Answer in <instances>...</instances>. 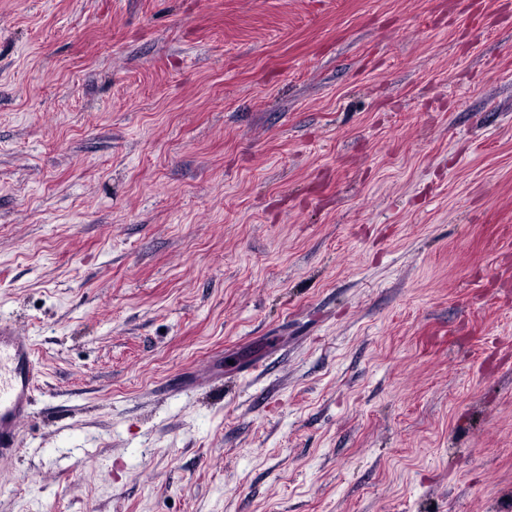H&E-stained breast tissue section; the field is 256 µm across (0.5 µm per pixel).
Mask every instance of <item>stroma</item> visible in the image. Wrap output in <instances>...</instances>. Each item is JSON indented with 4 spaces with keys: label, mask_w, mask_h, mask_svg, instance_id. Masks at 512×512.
<instances>
[{
    "label": "stroma",
    "mask_w": 512,
    "mask_h": 512,
    "mask_svg": "<svg viewBox=\"0 0 512 512\" xmlns=\"http://www.w3.org/2000/svg\"><path fill=\"white\" fill-rule=\"evenodd\" d=\"M0 512H512V0H0ZM33 350L8 322L0 321V457L18 447L19 423L29 415L34 388Z\"/></svg>",
    "instance_id": "35a3bbf8"
}]
</instances>
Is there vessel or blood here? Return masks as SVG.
Masks as SVG:
<instances>
[{
  "instance_id": "b4317fda",
  "label": "vessel or blood",
  "mask_w": 512,
  "mask_h": 512,
  "mask_svg": "<svg viewBox=\"0 0 512 512\" xmlns=\"http://www.w3.org/2000/svg\"><path fill=\"white\" fill-rule=\"evenodd\" d=\"M34 376L31 345L11 324L0 321V457L18 446L16 432L29 415Z\"/></svg>"
}]
</instances>
